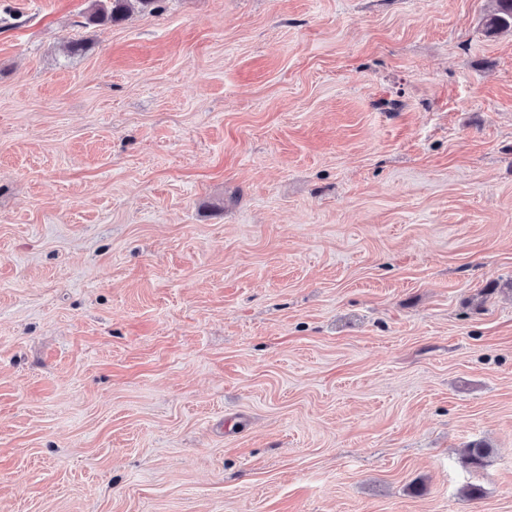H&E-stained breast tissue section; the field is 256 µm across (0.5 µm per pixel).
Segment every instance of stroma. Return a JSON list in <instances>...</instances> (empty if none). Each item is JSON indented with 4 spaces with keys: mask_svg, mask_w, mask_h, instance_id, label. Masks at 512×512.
<instances>
[{
    "mask_svg": "<svg viewBox=\"0 0 512 512\" xmlns=\"http://www.w3.org/2000/svg\"><path fill=\"white\" fill-rule=\"evenodd\" d=\"M91 5L0 0V512H512L490 0ZM161 0H96L86 20L88 24H116L134 11L155 12Z\"/></svg>",
    "mask_w": 512,
    "mask_h": 512,
    "instance_id": "stroma-1",
    "label": "stroma"
}]
</instances>
